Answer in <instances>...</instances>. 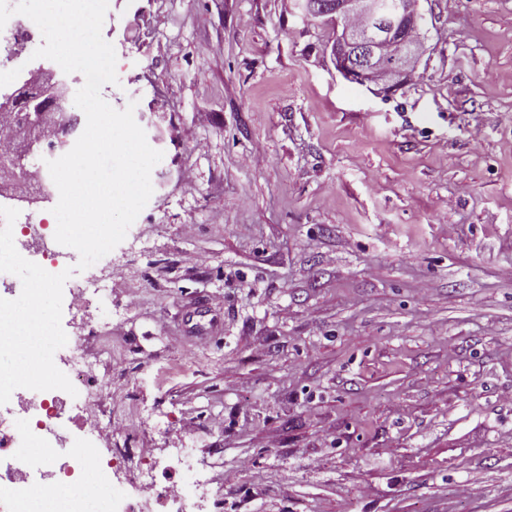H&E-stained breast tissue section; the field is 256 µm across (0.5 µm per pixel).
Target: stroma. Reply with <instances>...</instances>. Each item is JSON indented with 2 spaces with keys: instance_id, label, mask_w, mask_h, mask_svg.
Instances as JSON below:
<instances>
[{
  "instance_id": "obj_1",
  "label": "stroma",
  "mask_w": 512,
  "mask_h": 512,
  "mask_svg": "<svg viewBox=\"0 0 512 512\" xmlns=\"http://www.w3.org/2000/svg\"><path fill=\"white\" fill-rule=\"evenodd\" d=\"M394 95L296 0H115L163 153L86 350L100 430L237 512H512V0Z\"/></svg>"
}]
</instances>
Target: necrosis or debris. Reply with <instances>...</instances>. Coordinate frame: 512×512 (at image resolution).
I'll return each mask as SVG.
<instances>
[{"instance_id":"4bbe7bcc","label":"necrosis or debris","mask_w":512,"mask_h":512,"mask_svg":"<svg viewBox=\"0 0 512 512\" xmlns=\"http://www.w3.org/2000/svg\"><path fill=\"white\" fill-rule=\"evenodd\" d=\"M39 29L27 17L0 30V54L23 64ZM111 264L89 270L84 279L70 289L71 304L90 308L105 301ZM68 377L77 390L76 397L64 398L62 391L16 389L9 401L24 416L16 428L0 426V512H145L152 501H165L168 512H200L191 449H182L176 462L148 461L141 472L140 497L127 499L112 481L114 462L125 457L122 449H111L101 456L86 446L83 436L65 425L68 409L80 410L84 423L96 424L102 391L95 367L82 337H69ZM179 469L181 477L171 485L158 482L161 475Z\"/></svg>"}]
</instances>
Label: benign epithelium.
<instances>
[{"label":"benign epithelium","mask_w":512,"mask_h":512,"mask_svg":"<svg viewBox=\"0 0 512 512\" xmlns=\"http://www.w3.org/2000/svg\"><path fill=\"white\" fill-rule=\"evenodd\" d=\"M306 18L330 26L335 34L330 52L338 71L358 78V85H378L389 95L401 87L418 63L414 45L424 42L419 0H301ZM69 107L67 81L39 65L27 70L12 88L0 87V120L19 123L21 135L0 151V198L15 196L20 187L36 198L51 195L48 186L29 180L26 166L48 145L45 130H61Z\"/></svg>","instance_id":"7a95c632"}]
</instances>
